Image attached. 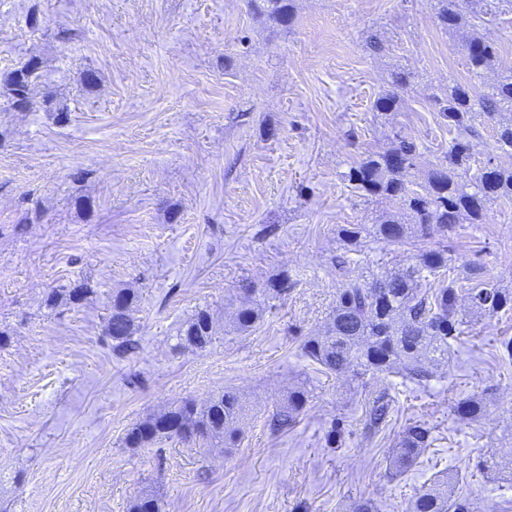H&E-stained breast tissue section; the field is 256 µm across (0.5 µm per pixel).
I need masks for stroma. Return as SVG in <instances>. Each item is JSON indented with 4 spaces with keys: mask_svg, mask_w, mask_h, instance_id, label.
Listing matches in <instances>:
<instances>
[{
    "mask_svg": "<svg viewBox=\"0 0 512 512\" xmlns=\"http://www.w3.org/2000/svg\"><path fill=\"white\" fill-rule=\"evenodd\" d=\"M373 34L383 52L369 49ZM471 35L494 42L498 70L512 68V0H486L457 32L429 0H295L285 26L247 0H0V76L39 66L29 110L0 83V512H128L151 489L162 512H347L360 498L407 512L445 473L478 512H512V482L478 465L512 433V360L500 346L512 313L471 317L424 386L375 372L356 389L301 351L339 288L398 272L422 249L447 247L457 286L473 287L476 263L512 288V200L429 239L350 246L339 235L397 211L345 178L393 133L419 148L412 189L442 160L453 135L435 95L494 79L469 68ZM400 69L413 75L403 107L374 112ZM282 274L288 293L265 296ZM79 285L86 297L71 300ZM120 290L137 297L140 343L124 358L105 334ZM253 303L260 320L237 332L238 308ZM202 309L214 343L180 346ZM301 384L310 398L298 422L272 433L269 412ZM227 387L248 407L237 448L125 447L135 423ZM382 389L394 402L371 436L365 410ZM468 397L486 398L488 415L460 420L453 406ZM418 419L432 444L390 476Z\"/></svg>",
    "mask_w": 512,
    "mask_h": 512,
    "instance_id": "stroma-1",
    "label": "stroma"
}]
</instances>
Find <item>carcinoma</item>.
<instances>
[{"label":"carcinoma","mask_w":512,"mask_h":512,"mask_svg":"<svg viewBox=\"0 0 512 512\" xmlns=\"http://www.w3.org/2000/svg\"><path fill=\"white\" fill-rule=\"evenodd\" d=\"M254 9L267 14L282 25L291 23L295 13L294 0H250ZM471 0H430V7L440 26L457 30L468 23ZM469 68L479 74L491 71L498 61L493 43L472 37L464 44ZM37 63L29 62L5 76L13 106L31 105L32 83ZM410 84L404 71L392 76V89L374 102V111L389 115L400 109L401 92ZM442 118L458 137L448 146L443 160L426 175L422 191L408 188L412 170L417 168L418 153L414 142L394 134L388 146L351 166L348 181L361 195L395 200L399 210L384 215L373 228L375 237L390 243L401 241L409 226L421 237L436 230H453L458 224H481L486 205L498 199L512 200V167L492 162L470 174L473 154L471 139L480 136L477 119L496 121L495 144L501 150H512V70L502 73L488 91L479 94L467 84L448 86L437 98ZM448 251L423 250L415 263L406 270L377 280L370 285L349 282L339 289L336 305L331 311L326 330L304 340L302 353L320 365L325 372L341 375H364L369 371L393 369L419 385L433 377L432 366L448 359L449 340L460 333L464 324L458 288L455 282H445ZM439 279L433 285L430 278ZM135 295L119 292L112 295V315L106 335L112 340V350L118 356L135 351V320L132 305ZM467 302L472 311L493 316L512 310V289L487 283L470 288ZM259 305L242 306L236 314V327L246 331L261 318ZM216 339V326L206 310L197 311L185 324L180 343L203 351ZM309 398V391L299 386L288 393L286 401L274 407L267 423L275 433H286L297 422ZM392 399L381 391L369 402L364 426L376 432L385 426ZM454 412L462 419L476 422L488 413L479 397L457 401ZM246 416V406L230 389L199 405L191 399L133 425L124 437L125 447L143 448L162 439L179 437L206 439L236 448L240 440V423ZM432 443L428 423L417 420L402 432L398 446L389 460V474L397 476L413 466L417 458ZM512 456V442L480 461L490 476L502 477L499 454ZM453 477L434 480L414 496L410 512H475L467 499L452 495ZM129 512H161L160 499L144 493L130 505Z\"/></svg>","instance_id":"cac0c4a2"}]
</instances>
